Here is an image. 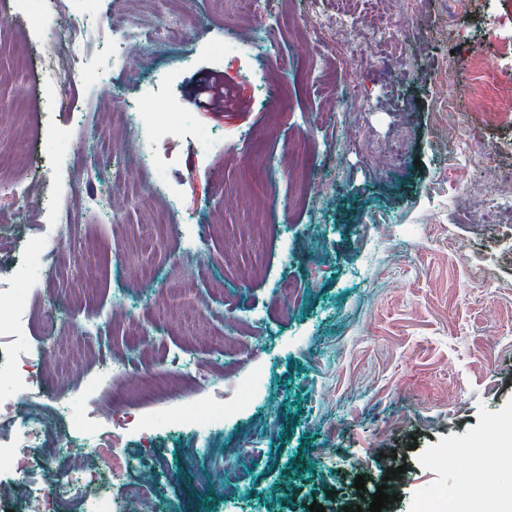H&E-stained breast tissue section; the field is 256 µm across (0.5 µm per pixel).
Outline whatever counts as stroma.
Masks as SVG:
<instances>
[{
	"label": "stroma",
	"instance_id": "1",
	"mask_svg": "<svg viewBox=\"0 0 512 512\" xmlns=\"http://www.w3.org/2000/svg\"><path fill=\"white\" fill-rule=\"evenodd\" d=\"M78 7L32 0L19 15L13 0H0V175L29 189L28 208L0 224L14 243L0 260V290L28 301L31 322L25 341L1 332L0 351L61 356L83 345L88 324L99 326L95 346L69 361L80 383L47 366L40 392L0 411L6 447L27 412L56 425L42 453L26 456L29 480L0 512H25L30 488L56 485L80 459L87 443L70 431L90 410L99 438L112 439L126 463L103 490L132 512L138 503L126 488L146 455L169 466L157 512H310L315 502L326 512H368L381 485L397 497L387 512H416L434 490L479 502L492 478L512 491V463L489 473L474 457L512 429V210L490 233L479 195L448 203L451 175L485 187L512 172V125L472 110L501 95L483 63L512 70L497 58L499 18L512 0H465L457 11L448 0H411L381 42L358 19L338 34L334 0H263L258 14L232 18L224 0H178L182 46L135 47L120 63L105 50L111 30L90 25L86 64L101 82L76 75L50 98L44 61L64 50V21ZM312 17L329 49L323 81L358 89L328 126L319 115L329 106L301 66L306 44L293 34ZM217 22L240 44L219 58L205 48ZM258 28L276 43L253 45ZM260 66L263 82L253 76ZM159 68L176 77L157 92L156 118L169 121L173 103L183 122L154 144L169 160L163 182L133 167L144 187L136 199L103 181L71 187L67 168L101 133L118 157L140 152L139 132L116 114ZM209 72L229 90L224 111L198 105L195 87ZM449 95L451 111L441 106ZM479 147L490 152L481 167L469 156ZM49 199L76 210L80 223L49 224L40 213ZM104 207L126 218L122 245L95 220ZM179 224L202 229L198 255L211 259L188 299L168 290L198 257L183 251ZM285 279L293 296L279 288ZM194 313L225 348L195 336ZM180 350L196 371L176 378L174 390L142 392L145 377L175 378L166 354ZM105 357L121 366L111 393L87 392L83 378ZM243 393L248 405L217 426L169 422L203 405L221 412ZM114 410L150 419V435L113 431ZM238 457L244 498L196 494L199 470L214 474ZM400 465L405 473L386 480Z\"/></svg>",
	"mask_w": 512,
	"mask_h": 512
}]
</instances>
